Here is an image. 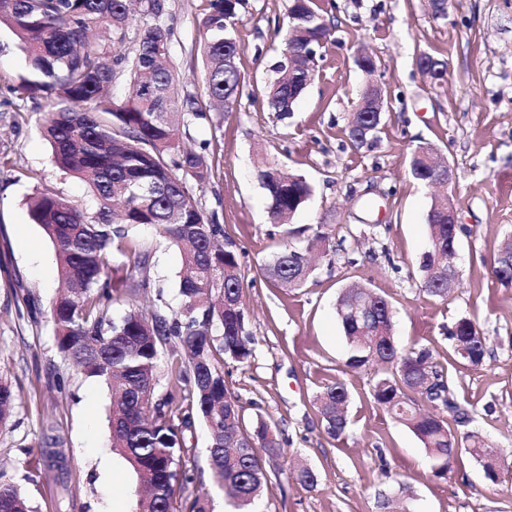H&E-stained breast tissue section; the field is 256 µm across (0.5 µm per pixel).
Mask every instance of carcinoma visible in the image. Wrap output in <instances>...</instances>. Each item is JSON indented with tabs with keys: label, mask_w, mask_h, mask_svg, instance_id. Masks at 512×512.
Instances as JSON below:
<instances>
[{
	"label": "carcinoma",
	"mask_w": 512,
	"mask_h": 512,
	"mask_svg": "<svg viewBox=\"0 0 512 512\" xmlns=\"http://www.w3.org/2000/svg\"><path fill=\"white\" fill-rule=\"evenodd\" d=\"M133 0H0V24L9 26L27 53L29 74L13 92L26 98L39 90L57 101L44 113L41 128L56 165L87 181L95 206L76 204L54 193L29 201V212L49 237L65 291L54 301L50 319L58 348L83 373L104 379L112 391L109 425L112 448L146 482L140 512H175L178 494L194 482L183 465L186 433L201 421L208 430V464L214 484L227 491L230 512H257L268 482L263 457H286L284 440L258 419L244 423L242 407L224 379V366L244 364L253 355L246 331V308L237 245L208 215L189 183L207 184L212 167L207 146L182 150L177 134L204 117L196 97L177 91L170 61L171 31L164 23L166 0H138L145 22L129 29ZM247 0H204L203 59L210 98L229 107L243 95L235 64L240 50L236 25ZM331 33L320 0H291L276 77L264 90L270 111L288 118L313 70L303 58L304 34ZM127 82L121 98L114 86ZM381 117L355 108L350 139L360 148L374 138ZM411 176L426 185L436 178L421 160L409 162ZM260 180L268 192L273 225L288 221L312 194L301 176L286 177L264 165ZM150 226L181 253L177 272L179 310L163 314L162 293L152 311L133 307L118 319L107 317L112 301L136 298L152 288L146 274L150 247L141 237ZM438 244L422 254L419 268L427 294L446 298L448 285L436 266L448 258V225H430ZM309 250L288 247L262 271L282 288H299L310 276ZM383 330L365 338L362 323L337 311L349 346L347 365L371 367L377 379L374 402L404 423L422 442L442 478L455 454L447 419L424 413L428 400L458 419L459 404L425 346H399L392 334L390 303L380 299ZM457 357L479 366L488 354L477 323L459 319L449 331ZM168 355L179 389L157 395V374ZM348 391L339 380L316 396L324 430L344 433ZM11 384L0 377V428L14 415ZM470 454L491 480L497 474L482 459L480 434L463 437ZM184 512H211L208 495L185 500ZM0 512H33L14 486L0 482Z\"/></svg>",
	"instance_id": "1"
}]
</instances>
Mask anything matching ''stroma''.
Listing matches in <instances>:
<instances>
[{
	"mask_svg": "<svg viewBox=\"0 0 512 512\" xmlns=\"http://www.w3.org/2000/svg\"><path fill=\"white\" fill-rule=\"evenodd\" d=\"M332 31L319 49L314 76L287 119L261 98L279 61L290 0H248L237 25V65L245 81L232 110H212L198 20L201 0H168L170 53L182 90L195 94L207 117L181 130V142L206 147L208 184L196 188L205 211L229 228L245 273L251 361L230 364L224 378L246 422L264 419L282 432L286 464L312 469L303 485L269 469L263 512H380L378 497L396 493L409 512H512V285L495 275L494 259L512 234V0H454L434 18L428 0H334ZM377 61L374 74L354 63ZM429 54L447 63L438 82L416 65ZM27 67L13 31L0 25V375L17 404L0 431V478L19 488L36 512H138L139 479L112 449L111 390L78 370L59 350L50 321L60 286L53 246L29 213V200L52 192L88 205L92 190L60 170L40 131L52 95L21 99L12 88ZM381 86L378 139L349 140V118L369 83ZM437 150L454 169L448 189L460 224L459 285L441 299L421 287L419 257L429 245L427 212L436 194L409 171L419 145ZM304 177L307 203L290 233L273 231L259 179L263 164ZM373 209H365L366 200ZM326 225L332 246L318 255L299 288H279L258 269L285 247H307L308 229ZM177 248L154 240L149 277L169 312L180 296ZM358 284L392 306L395 341L430 348L457 403L469 413L457 435L479 433L499 448L497 481L466 450L446 477L418 437L373 400V370L347 365L348 346L336 313L343 288ZM474 320L487 338L484 363L463 365L448 332ZM348 390L349 425L326 434L316 396L334 381ZM189 494L209 492L214 512L224 494L208 469L209 436L196 424L188 441Z\"/></svg>",
	"mask_w": 512,
	"mask_h": 512,
	"instance_id": "stroma-1",
	"label": "stroma"
}]
</instances>
